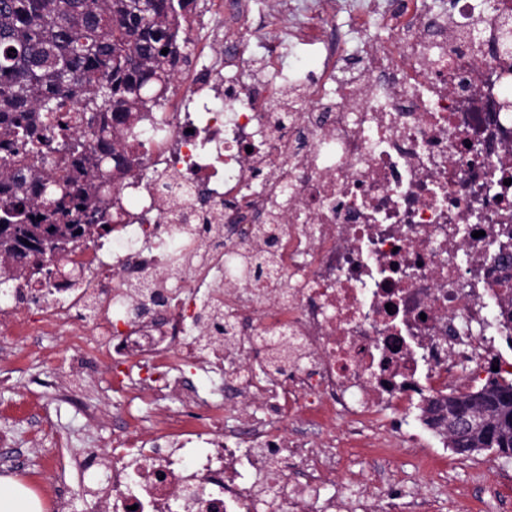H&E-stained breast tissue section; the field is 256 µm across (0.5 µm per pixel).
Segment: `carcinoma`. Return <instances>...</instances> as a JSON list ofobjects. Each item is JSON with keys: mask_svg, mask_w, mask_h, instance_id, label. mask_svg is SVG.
Returning a JSON list of instances; mask_svg holds the SVG:
<instances>
[{"mask_svg": "<svg viewBox=\"0 0 512 512\" xmlns=\"http://www.w3.org/2000/svg\"><path fill=\"white\" fill-rule=\"evenodd\" d=\"M195 0H0V275L20 278L48 242L72 246L105 229L104 173L128 171L114 131L164 98L185 59V15ZM168 49L163 55L161 51ZM89 137L71 134L73 122ZM262 230L258 264L271 254ZM480 416L460 450H512V380L448 394Z\"/></svg>", "mask_w": 512, "mask_h": 512, "instance_id": "obj_1", "label": "carcinoma"}]
</instances>
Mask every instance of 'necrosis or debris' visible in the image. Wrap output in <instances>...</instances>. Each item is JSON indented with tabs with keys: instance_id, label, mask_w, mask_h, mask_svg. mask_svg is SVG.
<instances>
[{
	"instance_id": "1",
	"label": "necrosis or debris",
	"mask_w": 512,
	"mask_h": 512,
	"mask_svg": "<svg viewBox=\"0 0 512 512\" xmlns=\"http://www.w3.org/2000/svg\"><path fill=\"white\" fill-rule=\"evenodd\" d=\"M208 5L161 107L119 129L135 169L111 176L108 236L70 255V277L14 280L4 312L18 335L70 336L72 370L111 364L114 390L160 417L144 430L113 408L107 452L83 460L97 512H354L321 496L336 421L406 443L408 418L441 422L437 403L470 389L462 369L512 375L495 342L512 335V0H277L260 19L252 0ZM261 28L276 38L248 56ZM262 224L277 242L259 270ZM143 280L164 304L136 309Z\"/></svg>"
}]
</instances>
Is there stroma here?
Masks as SVG:
<instances>
[{"mask_svg": "<svg viewBox=\"0 0 512 512\" xmlns=\"http://www.w3.org/2000/svg\"><path fill=\"white\" fill-rule=\"evenodd\" d=\"M68 348L61 334L29 339L15 335L12 326L0 328V432L16 439L14 464H0V477L12 476L14 467L25 468L43 492L41 512H50L51 496L62 489L68 496L66 512H88L78 463L89 449H105L112 441L111 427L88 417L89 411L112 407L106 379L88 377L81 406L60 395L68 384ZM346 438L344 426H337L341 447L331 491L358 499L383 496L393 487L401 501L416 504V512H512V459L489 451L452 453L447 466L428 476L418 472L413 449L382 447L376 433L354 448L345 447Z\"/></svg>", "mask_w": 512, "mask_h": 512, "instance_id": "obj_1", "label": "stroma"}]
</instances>
